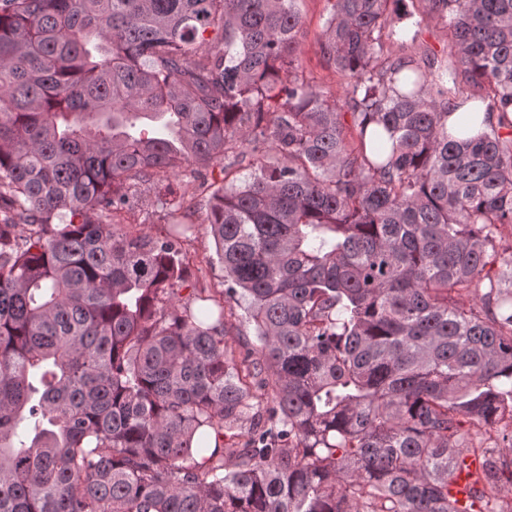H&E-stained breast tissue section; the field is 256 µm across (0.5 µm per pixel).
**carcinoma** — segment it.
<instances>
[{
  "mask_svg": "<svg viewBox=\"0 0 512 512\" xmlns=\"http://www.w3.org/2000/svg\"><path fill=\"white\" fill-rule=\"evenodd\" d=\"M296 2L0 0V512H503L512 0H418L453 61L327 0L342 99ZM214 164L224 292L176 191ZM144 196L174 231L116 230ZM297 8L303 20L298 46L301 71L316 89L342 98L346 80L325 62L320 52L324 22L330 6L326 0H299ZM229 306L233 307V314L227 318L229 323L233 325V329L231 336H225L224 338L227 357L230 359L233 358L236 362H238V364H240L246 352L244 343L248 341L252 347V344L255 342V338L253 336V326L247 322L246 313L240 306L231 302V304L226 305L227 311Z\"/></svg>",
  "mask_w": 512,
  "mask_h": 512,
  "instance_id": "obj_1",
  "label": "carcinoma"
}]
</instances>
